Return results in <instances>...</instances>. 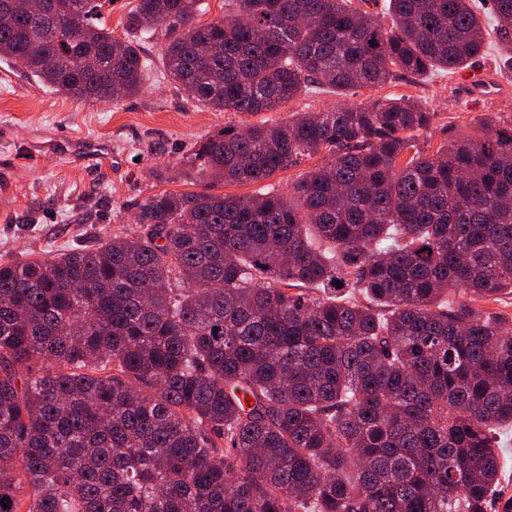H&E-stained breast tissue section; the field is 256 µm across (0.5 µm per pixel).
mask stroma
<instances>
[{
  "mask_svg": "<svg viewBox=\"0 0 512 512\" xmlns=\"http://www.w3.org/2000/svg\"><path fill=\"white\" fill-rule=\"evenodd\" d=\"M161 45L158 39L143 42L151 77L141 93L112 104L72 99L25 74L19 62L0 61V263L50 258L121 231L136 232L138 206L165 191L253 194L257 184L211 179L194 158L196 144L227 126L281 124L295 112L336 106V96L311 93L252 114L194 106L164 79ZM501 52L495 40L454 74L396 80L359 90L352 100L404 95L428 106L434 120L415 138L432 154L482 126L512 124V72L503 71ZM479 72L493 78L491 91L464 97L460 79ZM59 130L111 155V164L75 163L53 143Z\"/></svg>",
  "mask_w": 512,
  "mask_h": 512,
  "instance_id": "1",
  "label": "stroma"
}]
</instances>
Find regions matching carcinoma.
I'll use <instances>...</instances> for the list:
<instances>
[{"instance_id": "carcinoma-1", "label": "carcinoma", "mask_w": 512, "mask_h": 512, "mask_svg": "<svg viewBox=\"0 0 512 512\" xmlns=\"http://www.w3.org/2000/svg\"><path fill=\"white\" fill-rule=\"evenodd\" d=\"M200 2L137 0L118 38L95 0H0V59L110 102L160 34L193 103L250 113L485 45L477 0H388L389 25L352 0L200 23ZM433 117L399 97L226 127L194 150L217 180L324 164L286 195L156 194L137 235L0 266V512H494L512 327L478 302L512 289V126L430 155Z\"/></svg>"}]
</instances>
